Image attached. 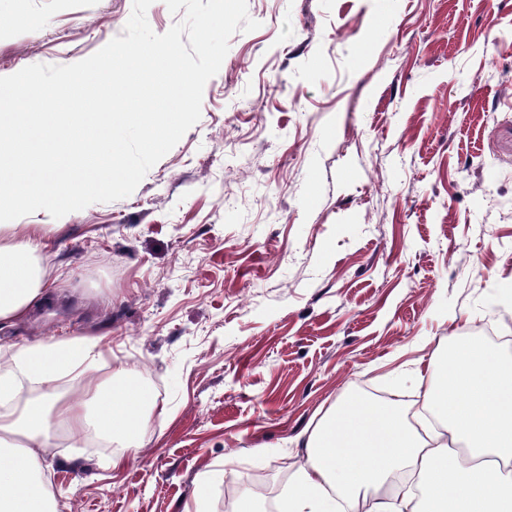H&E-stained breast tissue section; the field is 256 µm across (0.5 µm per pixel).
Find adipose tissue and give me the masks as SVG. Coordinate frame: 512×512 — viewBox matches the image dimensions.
I'll use <instances>...</instances> for the list:
<instances>
[{"mask_svg":"<svg viewBox=\"0 0 512 512\" xmlns=\"http://www.w3.org/2000/svg\"><path fill=\"white\" fill-rule=\"evenodd\" d=\"M32 248L0 245V322L21 320L39 302ZM95 337L18 349L19 376L0 375V512H58L41 455L50 419L74 436L127 432L138 452L154 398L144 390L91 387L90 398L59 390L70 374L90 376ZM428 418L411 424L392 399L334 407L303 442L305 462L277 512H512V367L488 343L451 340L428 366ZM41 396L23 412L21 380Z\"/></svg>","mask_w":512,"mask_h":512,"instance_id":"ef3b65f1","label":"adipose tissue"}]
</instances>
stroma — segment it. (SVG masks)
<instances>
[{
	"label": "stroma",
	"instance_id": "obj_1",
	"mask_svg": "<svg viewBox=\"0 0 512 512\" xmlns=\"http://www.w3.org/2000/svg\"><path fill=\"white\" fill-rule=\"evenodd\" d=\"M132 0H0V77L79 62ZM201 118L127 198L0 228L45 287L23 346L100 339L92 379L155 395L138 454L51 436L60 512L276 500L334 404L401 405L449 337L512 336V0H248ZM267 446L262 463L250 448ZM121 466H113L115 456Z\"/></svg>",
	"mask_w": 512,
	"mask_h": 512
}]
</instances>
